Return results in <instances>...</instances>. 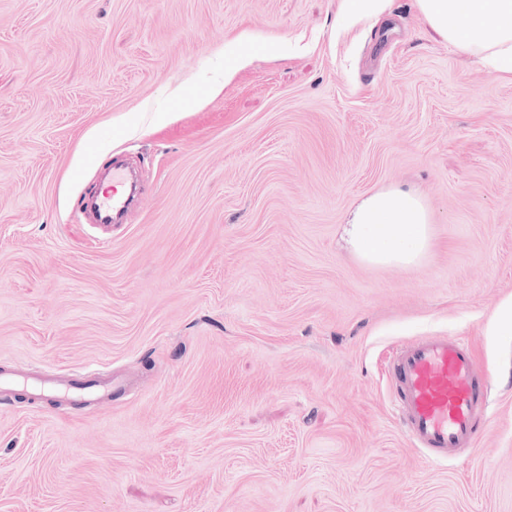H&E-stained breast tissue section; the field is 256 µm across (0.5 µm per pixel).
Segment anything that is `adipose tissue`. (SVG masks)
I'll return each instance as SVG.
<instances>
[{
    "label": "adipose tissue",
    "instance_id": "ef3b65f1",
    "mask_svg": "<svg viewBox=\"0 0 512 512\" xmlns=\"http://www.w3.org/2000/svg\"><path fill=\"white\" fill-rule=\"evenodd\" d=\"M432 28L459 51L480 57L498 77L512 78V0H418ZM361 259L408 267L428 253L431 214L415 193L392 188L364 198L343 227Z\"/></svg>",
    "mask_w": 512,
    "mask_h": 512
}]
</instances>
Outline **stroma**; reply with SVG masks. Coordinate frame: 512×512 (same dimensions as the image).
Returning a JSON list of instances; mask_svg holds the SVG:
<instances>
[{
  "label": "stroma",
  "mask_w": 512,
  "mask_h": 512,
  "mask_svg": "<svg viewBox=\"0 0 512 512\" xmlns=\"http://www.w3.org/2000/svg\"><path fill=\"white\" fill-rule=\"evenodd\" d=\"M118 161L137 201L90 223ZM387 188L431 212L409 268L341 240ZM509 306L512 79L417 0H0V372L112 382L0 396V512H512ZM424 336L488 383L445 460L388 382Z\"/></svg>",
  "instance_id": "obj_1"
}]
</instances>
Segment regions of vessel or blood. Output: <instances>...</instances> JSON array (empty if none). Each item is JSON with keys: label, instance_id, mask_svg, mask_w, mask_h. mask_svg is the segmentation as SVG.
I'll use <instances>...</instances> for the list:
<instances>
[{"label": "vessel or blood", "instance_id": "1", "mask_svg": "<svg viewBox=\"0 0 512 512\" xmlns=\"http://www.w3.org/2000/svg\"><path fill=\"white\" fill-rule=\"evenodd\" d=\"M125 183L121 172H113L111 190L97 202L100 223H111L124 208ZM388 373L405 434L429 459L471 447L475 422L486 409V386L468 348L454 338L427 336L394 351Z\"/></svg>", "mask_w": 512, "mask_h": 512}]
</instances>
